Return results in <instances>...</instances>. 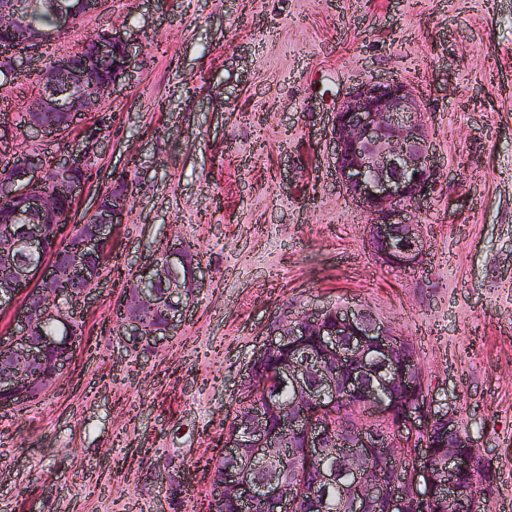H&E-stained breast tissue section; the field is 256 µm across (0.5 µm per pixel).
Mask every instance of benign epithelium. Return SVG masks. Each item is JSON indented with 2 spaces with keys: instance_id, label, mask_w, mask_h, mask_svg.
<instances>
[{
  "instance_id": "obj_1",
  "label": "benign epithelium",
  "mask_w": 512,
  "mask_h": 512,
  "mask_svg": "<svg viewBox=\"0 0 512 512\" xmlns=\"http://www.w3.org/2000/svg\"><path fill=\"white\" fill-rule=\"evenodd\" d=\"M103 0H0V33L13 32L48 7L57 29L71 27ZM40 46L0 48V80L12 81L35 62L39 93L23 102L25 133L66 139V151L47 157L32 147L0 183V308L10 312L7 338L0 340V411L47 391L70 368L79 339L73 321L105 279L112 229L125 223L127 192L112 188V202H96L94 221L72 220L88 184L75 171L95 157L103 136H71L81 117L100 109L125 77L132 45L115 26L92 39L90 56L61 72L38 57ZM112 77L90 82L92 70ZM330 160L340 190L367 215L366 238L374 256L400 269L418 266L426 252L414 211L433 195L439 168L433 156L421 100L400 79H363L331 113ZM70 202L67 224L57 222L61 196ZM78 224L80 232L72 229ZM175 241L130 269L122 296L123 317L115 329L126 350L153 354L177 333L190 290L204 285L203 260ZM78 280L77 296L55 285ZM57 324L59 332L47 327ZM275 366L276 385L264 390L266 404L235 403L237 418L225 429L224 445L210 462L212 503L231 499L236 512L277 500L279 512H326L322 494L336 487L339 473L352 476L340 512H428L426 502L462 505L493 481L487 460L461 429L451 402L433 398L415 354L372 310L327 305L284 314L268 329L253 357L248 385ZM407 398L397 408L393 389ZM292 399L283 403L279 390ZM365 406L394 424L376 429L355 418L336 435L328 422L338 400ZM422 449L418 471L399 462L400 449ZM447 456L433 462V448Z\"/></svg>"
}]
</instances>
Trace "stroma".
Returning a JSON list of instances; mask_svg holds the SVG:
<instances>
[{"label":"stroma","mask_w":512,"mask_h":512,"mask_svg":"<svg viewBox=\"0 0 512 512\" xmlns=\"http://www.w3.org/2000/svg\"><path fill=\"white\" fill-rule=\"evenodd\" d=\"M118 24L136 54L82 125L108 146L76 217L125 173L111 266L178 232L212 275L148 357L111 330L107 281L69 371L0 414V512H202L267 324L330 303L413 346L492 465L480 512H512V0H107L58 46ZM368 77L414 86L434 133L440 183L410 270L374 258L327 157L328 113Z\"/></svg>","instance_id":"obj_1"}]
</instances>
